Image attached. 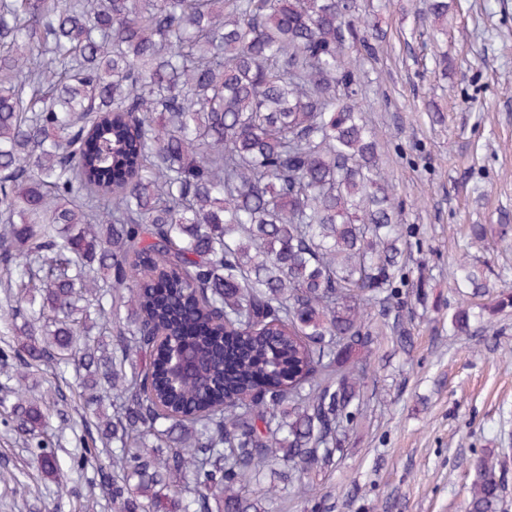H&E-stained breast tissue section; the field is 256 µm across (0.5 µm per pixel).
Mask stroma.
I'll return each mask as SVG.
<instances>
[{
  "instance_id": "1",
  "label": "stroma",
  "mask_w": 512,
  "mask_h": 512,
  "mask_svg": "<svg viewBox=\"0 0 512 512\" xmlns=\"http://www.w3.org/2000/svg\"><path fill=\"white\" fill-rule=\"evenodd\" d=\"M447 25L427 0H357L378 33L363 57L364 105L379 165L394 187L406 241L400 305L372 312L357 362L367 405L333 465L288 488L274 512H464L477 459L495 454L501 512H512V0H449ZM486 224L473 239L470 227ZM485 284L469 325L451 316L459 261ZM411 336L400 349L398 327ZM76 368L18 381L0 362V394L17 385L53 405ZM0 407V512H104L57 495Z\"/></svg>"
}]
</instances>
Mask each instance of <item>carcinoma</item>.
I'll return each instance as SVG.
<instances>
[{
    "instance_id": "cac0c4a2",
    "label": "carcinoma",
    "mask_w": 512,
    "mask_h": 512,
    "mask_svg": "<svg viewBox=\"0 0 512 512\" xmlns=\"http://www.w3.org/2000/svg\"><path fill=\"white\" fill-rule=\"evenodd\" d=\"M355 0H0V281L16 374L112 417L73 461L115 512H268L362 410L336 368L403 251ZM13 431L72 493L52 415ZM480 459L466 512H500Z\"/></svg>"
}]
</instances>
